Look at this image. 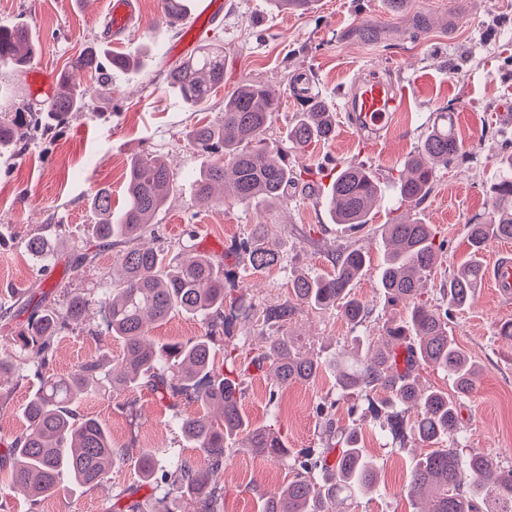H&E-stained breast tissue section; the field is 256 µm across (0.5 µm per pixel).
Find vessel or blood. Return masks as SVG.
<instances>
[{
    "instance_id": "1",
    "label": "vessel or blood",
    "mask_w": 512,
    "mask_h": 512,
    "mask_svg": "<svg viewBox=\"0 0 512 512\" xmlns=\"http://www.w3.org/2000/svg\"><path fill=\"white\" fill-rule=\"evenodd\" d=\"M114 30H126L133 20L132 0H108ZM347 109L358 130L380 134L389 124L397 105L395 87L377 76H364L352 82L346 94ZM484 278L500 296L512 299V252L502 250L486 265Z\"/></svg>"
}]
</instances>
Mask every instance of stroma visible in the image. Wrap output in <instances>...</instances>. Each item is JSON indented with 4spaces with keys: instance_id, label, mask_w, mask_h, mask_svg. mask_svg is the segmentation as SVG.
I'll return each instance as SVG.
<instances>
[{
    "instance_id": "35a3bbf8",
    "label": "stroma",
    "mask_w": 512,
    "mask_h": 512,
    "mask_svg": "<svg viewBox=\"0 0 512 512\" xmlns=\"http://www.w3.org/2000/svg\"><path fill=\"white\" fill-rule=\"evenodd\" d=\"M448 8V0H407L403 13L395 16L384 0H316L311 11L298 16L278 11L268 0H224L222 15L199 40L203 46L223 47L224 84L206 104L192 108L167 85L166 75L177 65L168 49L183 33L161 24V0H135L134 20L116 38L104 31L106 0H0V27L27 25L37 42L28 67L0 66V121L28 109L40 115L24 142L0 147V306L10 307L39 288L61 302L66 295L109 284L117 275L115 250L98 251L90 265L72 263L88 248L90 227L99 221L92 196L107 189L113 208H120L131 158L157 155L172 169L175 185L153 221L147 244L174 252L189 244L194 253L226 264L224 285L242 305L206 320L173 313L152 326L156 342L207 335L216 362L230 351L256 357L272 330L245 320L244 308L259 312L287 302L292 275L333 272L339 249L346 247L362 249L370 258L366 275L354 286L369 307L365 324L355 330L336 313L304 306L288 329L303 350L324 358L341 352L352 333L378 339L388 321L406 314L403 307L388 306L376 284L383 260L378 245L382 225L414 213L441 232L448 242L447 259L425 285L428 293H437L449 272L467 258L466 226L486 215L498 160L512 153V0H466L465 17L455 24L446 17ZM89 46L108 54L138 55L142 66L109 72L107 94L96 91L97 73L77 76V83L95 90L88 109L70 113L61 123L49 120L43 114L48 99L33 98L30 92L33 70L67 71ZM365 70L379 71L407 90L392 128L380 138L358 133L341 99L344 88ZM299 72L309 76L313 93L333 112L336 134L304 151H289L288 164L302 178L287 203L200 201L193 182L200 159L190 130L219 123L225 96L240 84L261 83L282 99L264 134L270 147L281 146L300 109L290 90V80ZM445 108L454 114L461 155L440 172L423 201L399 204L392 178L415 153L428 121ZM344 164L371 166L385 194L368 225L358 231L332 223L324 202V186ZM257 224L266 225L269 243L282 256L277 266L258 271L237 250ZM37 234L54 240L55 262L42 265L27 254L25 243ZM508 320L512 302L502 301L486 284L470 308L456 313L452 332L482 369L460 412L467 448L493 453L512 467V340L496 333ZM121 352L93 309L83 325L60 333L47 370L66 374L84 360H115ZM37 387L30 376L0 383V456L24 432L21 408ZM269 387L265 372L254 370L246 377L241 408L250 423L274 425L290 454L321 447L329 427L316 407L336 396L331 374L291 384L274 399ZM200 410L193 391L179 390L162 399L148 385L84 398L76 408L78 416L105 423L118 452L110 478L96 487L77 488L61 477L60 492L36 504L23 491L5 487L0 489V512H112L118 495L135 484L138 458L146 449L207 468V454L186 446L174 426L176 417ZM358 425L360 442L379 470L380 486L373 494L340 503L341 512H416L404 486L424 446L393 439L368 418ZM294 476L289 463L254 456L242 438H234L218 492L220 510L260 512L263 500Z\"/></svg>"
}]
</instances>
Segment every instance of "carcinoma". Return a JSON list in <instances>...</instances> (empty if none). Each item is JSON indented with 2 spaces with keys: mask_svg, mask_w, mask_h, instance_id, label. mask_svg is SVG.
<instances>
[{
  "mask_svg": "<svg viewBox=\"0 0 512 512\" xmlns=\"http://www.w3.org/2000/svg\"><path fill=\"white\" fill-rule=\"evenodd\" d=\"M278 10L304 15L314 0H270ZM162 17L175 28L188 18L187 0H161ZM36 51L30 30L24 25L0 28V62L20 67ZM102 67L99 48L84 49L70 63L60 89L47 112L60 122L69 113L88 106L93 91L73 82V73ZM169 88L190 107L207 103L215 88L224 84V48L205 47L167 74ZM292 92L303 109L288 125L285 141L291 148L330 140L336 128L332 112L310 91L309 78L300 73L292 82ZM281 101L265 87L243 83L224 98V116L215 125L192 129L189 136L201 157L195 174L198 196L210 198L214 188L242 204L283 203L288 190L298 184V176L288 167L280 151L261 139L280 112ZM34 121L32 112H16L0 123V146L23 139ZM224 149L227 161L213 158L216 146ZM460 143L454 132L453 113L439 112L415 155L403 165L394 184L400 201H422L431 191L438 174L455 164ZM173 173L156 156L131 159L125 184V204L112 215V196L100 189L92 206L104 216L92 225L93 242L98 246L123 249L117 253L120 278L110 288L70 296L62 308L45 303L42 294L27 325L12 339L11 350L0 353V379L34 371L39 385L22 408L27 423L24 434L10 448L7 474L9 485L25 491L33 501L56 493L58 476L68 472L73 485L95 486L108 479L117 459L107 426L95 417L79 418L76 405L82 397L97 393L106 384L112 392L131 390L143 380L153 382L160 397L170 392L168 373L197 391L203 414L179 418L176 426L183 439L202 449L210 460L205 470H197L180 457L168 460L169 470L161 473L158 459L145 451L138 460L139 476L150 481L160 474V482L174 477L175 490L196 498L202 512H219L217 498L209 492L214 473L224 468L228 443L241 435L246 447L261 457L288 459V448L269 426L253 427L241 410L243 377L239 358L229 353L230 375L214 371L210 337L186 343L156 344L149 326L166 320L174 312L209 317L235 304L224 288V268L198 255L185 260L189 246L177 252H162L137 245L149 230L154 216L172 191ZM382 201L381 186L374 172L363 165H346L336 173L328 195L333 223L363 228L371 211ZM489 219L467 225L470 258L450 275L439 289V298L424 297L422 285L442 265L447 256V240L441 239L431 224L404 217L386 224L381 232L383 261L376 281L391 306L406 308V317L390 322L376 347L366 358L352 361L339 355L330 361L305 353L296 339L284 330L297 307L307 304L322 311H334L352 328L367 318V308L353 292L355 282L367 269V255L358 249H341L336 270L331 274L307 273L290 279L292 301L262 310L263 323L282 332L268 337L263 362L268 366L277 392L292 384L310 382L323 372L335 376L343 392L365 396L363 416L380 422L395 439L413 435L421 443L443 447L421 456L411 470L408 494L419 501L418 512H512V468L498 457L483 452L462 455L467 437L460 427V403L476 389L480 376L477 363L455 342L451 323L454 313L469 308L483 284L484 265L480 254L492 240H512V153L501 157L499 176L490 186ZM26 251L36 260L54 256L55 246L44 235L29 238ZM255 270L281 262L280 253L266 244L265 225H254L250 240L244 242ZM103 314L107 330L121 342L120 366L105 369L101 359L82 362L66 374H45L49 353L61 329L82 322L90 306ZM432 366L452 379L453 394L423 389L417 374ZM387 397L375 403L372 393ZM417 412L407 425L405 413ZM297 474L287 486L271 493L262 512H335L333 504L375 490L377 472L360 445L356 424L336 432V443L323 448H306L293 458Z\"/></svg>",
  "mask_w": 512,
  "mask_h": 512,
  "instance_id": "cac0c4a2",
  "label": "carcinoma"
}]
</instances>
